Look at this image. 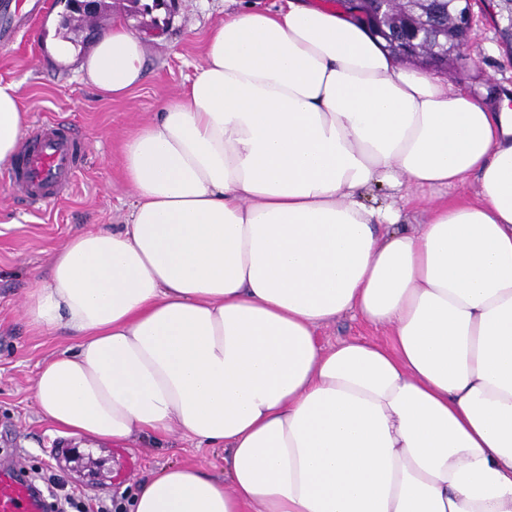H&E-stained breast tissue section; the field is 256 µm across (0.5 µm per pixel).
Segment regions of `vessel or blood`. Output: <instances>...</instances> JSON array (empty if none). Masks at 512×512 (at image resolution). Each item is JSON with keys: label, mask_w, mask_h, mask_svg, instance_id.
<instances>
[{"label": "vessel or blood", "mask_w": 512, "mask_h": 512, "mask_svg": "<svg viewBox=\"0 0 512 512\" xmlns=\"http://www.w3.org/2000/svg\"><path fill=\"white\" fill-rule=\"evenodd\" d=\"M43 0H0V45L13 43L43 9ZM84 160V142L72 125L34 122L15 161L0 176L28 208L40 210L71 190ZM46 497L17 467L0 468V512H46Z\"/></svg>", "instance_id": "b4317fda"}]
</instances>
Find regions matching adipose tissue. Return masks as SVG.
Here are the masks:
<instances>
[{
    "mask_svg": "<svg viewBox=\"0 0 512 512\" xmlns=\"http://www.w3.org/2000/svg\"><path fill=\"white\" fill-rule=\"evenodd\" d=\"M103 97L143 80L116 23L74 59ZM26 114L0 84V165ZM124 224L72 237L24 304L74 348L34 379L65 437L172 430L224 475L171 465L128 512H512V109L399 66L315 0L246 4L180 95L125 141ZM420 224L365 192L452 188ZM354 314L391 346L321 347Z\"/></svg>",
    "mask_w": 512,
    "mask_h": 512,
    "instance_id": "obj_1",
    "label": "adipose tissue"
}]
</instances>
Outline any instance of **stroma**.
<instances>
[{
	"label": "stroma",
	"instance_id": "35a3bbf8",
	"mask_svg": "<svg viewBox=\"0 0 512 512\" xmlns=\"http://www.w3.org/2000/svg\"><path fill=\"white\" fill-rule=\"evenodd\" d=\"M95 33L79 40L78 54L87 53L99 32L123 20L145 44V77L119 100L103 98L84 81L76 67H59L46 50L48 38L65 34L60 23L65 0H45L32 25L10 47H0V82L18 87L19 103L29 120L48 118L69 123L81 134L87 161L66 198L43 210H29L11 186L0 180V449H12L23 467H43L48 448L76 450L78 457L52 463L68 487L86 497L99 492L120 496L171 464L198 465L220 476L224 451L210 448L172 431L161 440L142 439L125 445H104L59 435L39 412L33 390L42 363L71 343L63 331L31 329L22 303L33 278L46 275L51 253L73 236L102 226L124 223L132 200L121 165L126 137L154 119L163 101L177 94L202 61L208 30L224 16V0H173L152 14L134 12L130 0H111ZM472 38L449 85L476 95L512 97V56L482 0H472ZM389 329L354 316L321 327V345L364 337L388 343Z\"/></svg>",
	"mask_w": 512,
	"mask_h": 512
}]
</instances>
